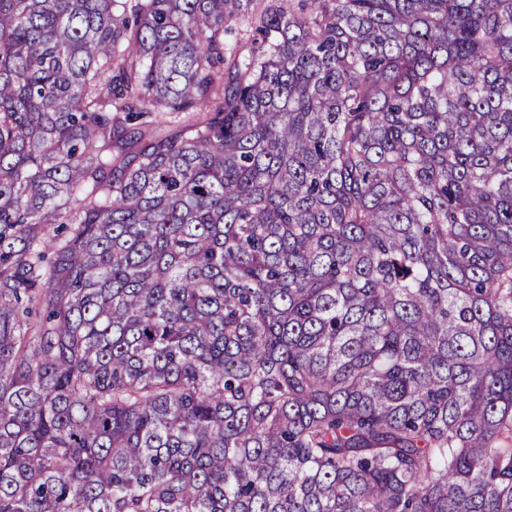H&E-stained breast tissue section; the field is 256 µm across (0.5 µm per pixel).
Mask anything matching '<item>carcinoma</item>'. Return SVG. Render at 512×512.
I'll list each match as a JSON object with an SVG mask.
<instances>
[{"label":"carcinoma","instance_id":"cac0c4a2","mask_svg":"<svg viewBox=\"0 0 512 512\" xmlns=\"http://www.w3.org/2000/svg\"><path fill=\"white\" fill-rule=\"evenodd\" d=\"M0 512H512V0H0ZM232 28V33L225 35V42L231 47H235L241 55H246L252 35L248 22L235 21L232 23Z\"/></svg>","mask_w":512,"mask_h":512}]
</instances>
